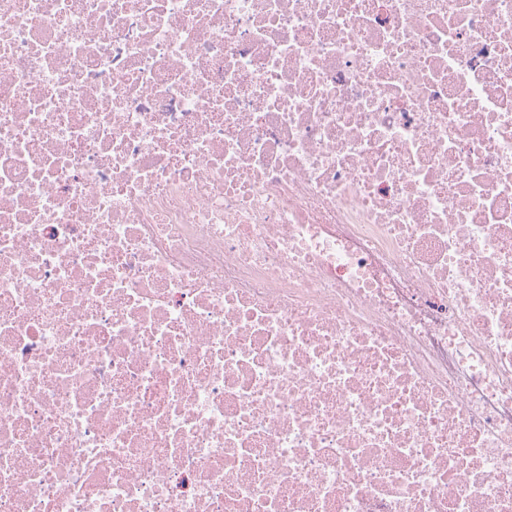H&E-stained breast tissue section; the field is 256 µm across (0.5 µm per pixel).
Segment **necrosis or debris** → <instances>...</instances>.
Here are the masks:
<instances>
[{
    "instance_id": "1",
    "label": "necrosis or debris",
    "mask_w": 512,
    "mask_h": 512,
    "mask_svg": "<svg viewBox=\"0 0 512 512\" xmlns=\"http://www.w3.org/2000/svg\"><path fill=\"white\" fill-rule=\"evenodd\" d=\"M0 512H512V0H0Z\"/></svg>"
}]
</instances>
